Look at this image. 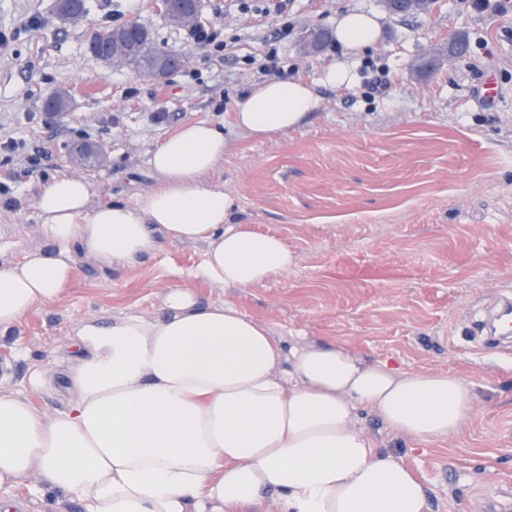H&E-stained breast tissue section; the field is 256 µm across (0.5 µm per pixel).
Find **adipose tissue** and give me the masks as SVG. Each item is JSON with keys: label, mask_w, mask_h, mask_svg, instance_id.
Wrapping results in <instances>:
<instances>
[{"label": "adipose tissue", "mask_w": 512, "mask_h": 512, "mask_svg": "<svg viewBox=\"0 0 512 512\" xmlns=\"http://www.w3.org/2000/svg\"><path fill=\"white\" fill-rule=\"evenodd\" d=\"M380 15L352 10L334 36L351 56L375 44ZM318 106L311 85L270 79L238 101L235 128L264 140L299 128ZM224 131L184 124L151 153L155 188L134 203L91 202L62 175L35 199L53 251L0 263V335L72 280L77 254L120 265L159 241L203 242L198 277L251 288L294 263L287 242L231 221L234 199L211 175ZM163 316H87L73 328L68 409L46 419L0 387V489L38 473L82 512H428L402 460L358 426L360 411L395 436L430 442L473 412L470 385L446 373L363 363L336 344L286 346L231 301L170 289Z\"/></svg>", "instance_id": "ef3b65f1"}]
</instances>
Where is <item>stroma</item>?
Listing matches in <instances>:
<instances>
[{
    "label": "stroma",
    "mask_w": 512,
    "mask_h": 512,
    "mask_svg": "<svg viewBox=\"0 0 512 512\" xmlns=\"http://www.w3.org/2000/svg\"><path fill=\"white\" fill-rule=\"evenodd\" d=\"M86 4L84 23L62 26L55 0H0V37L8 41L0 52V138L52 151L44 174L14 166L21 189L14 207L0 204V260L51 251L34 209L50 179L85 177L96 204L134 202L157 183L151 150L181 125L209 121L231 145L213 180L234 198L233 223L280 235L296 262L266 285L224 288L196 277L201 242L164 240L118 267L77 256L68 290L0 335L9 388L46 417L60 415L73 325L92 315L158 317L167 291L186 287L204 303L233 301L292 344L342 343L367 363L463 377L476 404L458 434L413 442L369 414L360 425L414 471L431 512H484L487 495L512 490V355L469 333L472 315L512 290V14L477 11L470 0H436L407 18L386 14L382 0H294L282 20L243 14L237 0H202L201 24L224 28L227 48L214 53L170 26L155 0ZM349 10L380 14L374 47L355 59L333 40L302 50L307 30L332 29ZM119 20L144 23L158 47L188 61L156 79L97 60L91 36ZM457 35L467 41L464 59L418 69ZM270 45L293 78L314 83L320 103L300 128L256 140L235 130L232 112L257 82L246 56ZM349 59L351 91L321 83L327 68ZM378 79L388 86L374 97ZM63 91L70 107L50 112L47 100ZM155 112L166 113L165 122L154 123ZM82 141L100 146L95 166L74 159ZM38 368L55 386L32 385ZM38 481L29 474L9 497L28 512H82L62 491L32 495Z\"/></svg>",
    "instance_id": "obj_1"
}]
</instances>
